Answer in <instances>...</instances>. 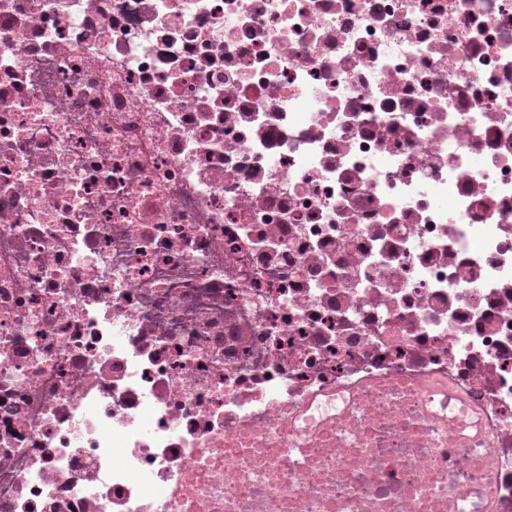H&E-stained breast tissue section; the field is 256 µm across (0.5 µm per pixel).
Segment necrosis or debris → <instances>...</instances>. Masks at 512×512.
Instances as JSON below:
<instances>
[{
	"label": "necrosis or debris",
	"mask_w": 512,
	"mask_h": 512,
	"mask_svg": "<svg viewBox=\"0 0 512 512\" xmlns=\"http://www.w3.org/2000/svg\"><path fill=\"white\" fill-rule=\"evenodd\" d=\"M0 512H512V0H0Z\"/></svg>",
	"instance_id": "obj_1"
}]
</instances>
